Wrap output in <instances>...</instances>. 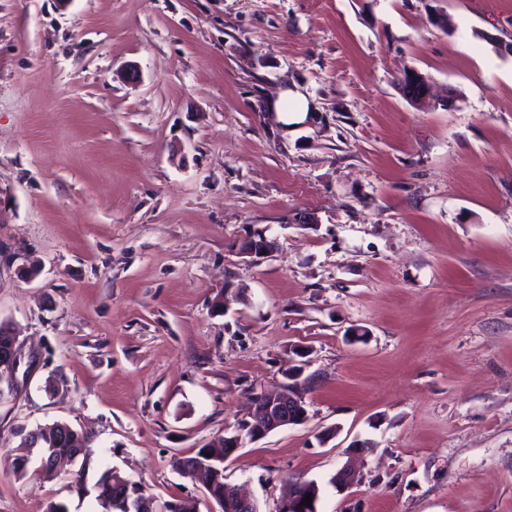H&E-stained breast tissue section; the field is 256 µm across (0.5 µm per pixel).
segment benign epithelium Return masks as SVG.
Masks as SVG:
<instances>
[{"label":"benign epithelium","instance_id":"obj_1","mask_svg":"<svg viewBox=\"0 0 512 512\" xmlns=\"http://www.w3.org/2000/svg\"><path fill=\"white\" fill-rule=\"evenodd\" d=\"M398 86L402 95L414 104L420 105L431 100V90L425 77L414 70L404 72L398 80ZM276 245L277 241L267 235V230L257 229L245 241L239 254L252 260L268 254ZM21 363L22 351L18 338L9 332L0 339V400L17 388V373ZM302 373V366L289 364L288 388H281L274 394L261 393L254 398V411L250 419L224 437V455L219 458L220 463H226L234 452L246 444L307 419L308 411L300 392L299 379ZM28 448L40 460L41 469H53L55 460L51 457V450L39 447L37 437L28 439ZM112 481L126 486V495L123 496L124 512H188L191 507V504L182 499L157 505L155 498H148L132 489L134 482L116 468L112 469ZM358 481L359 477L355 472L343 468L336 473L333 483L338 490L345 491L357 485ZM308 495L312 498L310 507L303 504ZM319 497L320 487L316 482L296 483L288 496L280 501L278 512H317ZM210 502L216 505L212 512H261L257 501L241 495L234 486L227 483L224 484V498H212Z\"/></svg>","mask_w":512,"mask_h":512}]
</instances>
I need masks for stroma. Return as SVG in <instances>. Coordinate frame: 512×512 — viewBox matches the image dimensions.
<instances>
[{"mask_svg": "<svg viewBox=\"0 0 512 512\" xmlns=\"http://www.w3.org/2000/svg\"><path fill=\"white\" fill-rule=\"evenodd\" d=\"M502 41L512 0H0V321L36 357L0 401V512H99L77 464L14 472L60 421L92 440L87 483L115 467L207 512L176 459L298 347L307 420L224 470L263 512L302 481L318 512H512ZM407 70L455 105H411ZM292 83L316 110L287 126ZM262 228L278 249L245 261Z\"/></svg>", "mask_w": 512, "mask_h": 512, "instance_id": "obj_1", "label": "stroma"}]
</instances>
